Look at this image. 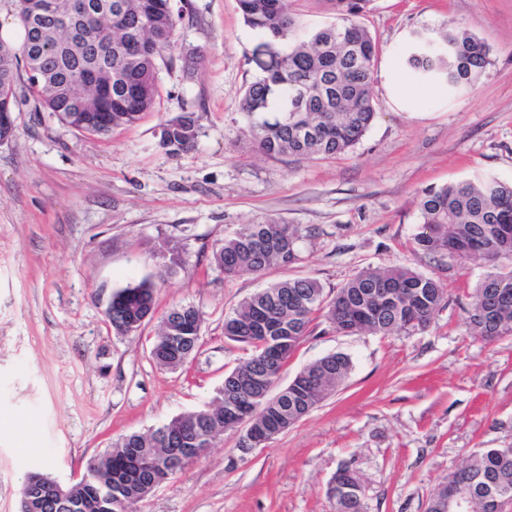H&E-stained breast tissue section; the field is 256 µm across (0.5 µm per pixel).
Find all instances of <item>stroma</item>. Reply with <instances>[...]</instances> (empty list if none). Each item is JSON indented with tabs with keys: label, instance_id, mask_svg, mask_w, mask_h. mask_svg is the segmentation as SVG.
Instances as JSON below:
<instances>
[{
	"label": "stroma",
	"instance_id": "1",
	"mask_svg": "<svg viewBox=\"0 0 512 512\" xmlns=\"http://www.w3.org/2000/svg\"><path fill=\"white\" fill-rule=\"evenodd\" d=\"M363 23L380 48L377 115L335 159L269 158L242 140L259 37L237 0H188L178 57L160 66L157 105L135 124L95 136L16 112L0 145V512H19L29 474L74 482L122 436L210 405L249 356L224 336L244 299L298 278L331 297L369 267L436 277L448 298L410 334H343L317 317L277 386L332 353L351 359L344 383L248 455L239 429L224 431L138 512H332L326 490L343 466L362 482L365 512H425L450 472L512 446V336L487 342L467 327L488 265L413 242L423 190L483 175L512 182V0H373ZM457 25L489 46L490 65L469 87L404 93L410 34ZM186 112L195 143L169 153L162 126ZM273 222L297 227L296 261L225 276L213 260L224 238ZM165 239L185 265L157 281L153 317L116 335L104 315L113 292L155 279ZM181 305L199 310L200 340L168 370L151 350Z\"/></svg>",
	"mask_w": 512,
	"mask_h": 512
}]
</instances>
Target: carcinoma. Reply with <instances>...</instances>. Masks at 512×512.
Instances as JSON below:
<instances>
[{"instance_id":"carcinoma-1","label":"carcinoma","mask_w":512,"mask_h":512,"mask_svg":"<svg viewBox=\"0 0 512 512\" xmlns=\"http://www.w3.org/2000/svg\"><path fill=\"white\" fill-rule=\"evenodd\" d=\"M71 0H18L24 30L17 48L0 41V99L30 105L92 135L135 123L152 110L159 95L158 62L173 65L177 27L185 6L173 0H87L74 14ZM333 21L301 31L287 0H238L243 21L262 41L251 62L260 74L244 90L242 135L267 157L334 158L351 150L376 116L373 95L376 39L362 19L372 0H330ZM405 63L421 82L451 89L474 84L490 63V49L466 29L438 36L417 33ZM27 74L21 83L20 70ZM195 139L193 114L163 127L161 144L172 153ZM417 248L460 264L482 259L492 269L479 282L468 317L470 333L491 341L512 336V183L492 176L433 187L422 192ZM298 229L287 224H250L224 239L213 252L227 276L260 274L272 265L297 259ZM165 279L183 266L180 247L159 245ZM154 288L144 279L112 295V329L126 335L154 313ZM446 299L442 283L408 268L363 270L326 299L311 278L274 284L245 299L224 320V336L252 348L250 357L224 377L213 406L180 415L150 434L132 433L112 445V462L87 463L97 479L80 481L59 501L44 488L48 476L28 475L24 485H43L39 512H134L152 488L184 468L179 455L211 444L224 430L251 417L237 442L244 454L300 421L351 369L343 353L304 367L282 390H275L313 315L324 310L341 333L388 335L426 328ZM201 318L191 305L164 317L152 348L167 368L184 365L198 346ZM180 332L172 343L169 329ZM465 481L470 512H496L494 497L512 499V447L488 448L464 468L448 474L434 490L427 512H442L450 485ZM358 477L340 468L327 497L334 512H363Z\"/></svg>"}]
</instances>
